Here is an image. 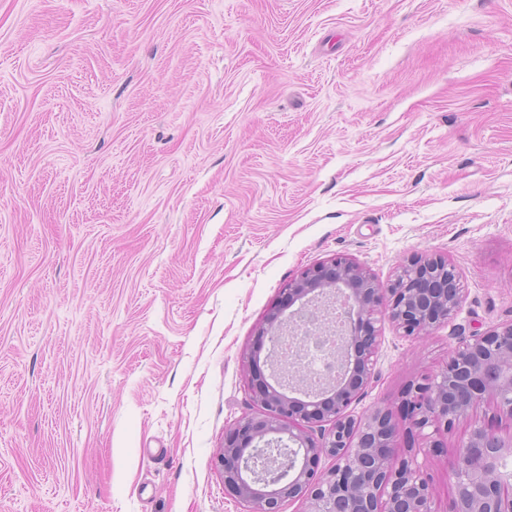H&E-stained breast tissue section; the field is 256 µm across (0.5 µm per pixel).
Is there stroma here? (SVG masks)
Listing matches in <instances>:
<instances>
[{"label": "stroma", "instance_id": "35a3bbf8", "mask_svg": "<svg viewBox=\"0 0 512 512\" xmlns=\"http://www.w3.org/2000/svg\"><path fill=\"white\" fill-rule=\"evenodd\" d=\"M338 255L461 288L355 417L512 321V0H0V512H246V355Z\"/></svg>", "mask_w": 512, "mask_h": 512}]
</instances>
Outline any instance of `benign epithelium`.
<instances>
[{
    "label": "benign epithelium",
    "mask_w": 512,
    "mask_h": 512,
    "mask_svg": "<svg viewBox=\"0 0 512 512\" xmlns=\"http://www.w3.org/2000/svg\"><path fill=\"white\" fill-rule=\"evenodd\" d=\"M335 301L345 306L340 342L318 359H305L301 374L292 375L280 343L312 335L318 324L313 310ZM459 302L456 268L442 258L401 265L385 287L347 257L302 270L259 329L268 342L269 372L252 355L249 389L262 411L224 435L216 459L224 490L248 512H282L296 498L303 512H439L416 458L398 454L399 422L409 435L429 439L489 401L495 418L512 423V322L469 336L442 368L410 384L398 403L401 421L388 407L360 419L349 407L374 378L380 319L420 336L448 321ZM318 361L330 372L313 388L304 370L317 372ZM511 456L512 433L504 437L482 422L471 424L449 473L446 512H512V477L500 471ZM326 459L328 467L322 466Z\"/></svg>",
    "instance_id": "7a95c632"
}]
</instances>
